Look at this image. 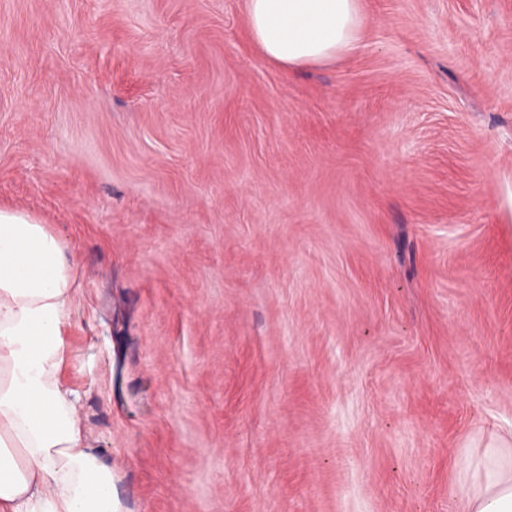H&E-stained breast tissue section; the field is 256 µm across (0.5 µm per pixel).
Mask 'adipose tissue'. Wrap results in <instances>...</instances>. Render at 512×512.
<instances>
[{"instance_id": "adipose-tissue-1", "label": "adipose tissue", "mask_w": 512, "mask_h": 512, "mask_svg": "<svg viewBox=\"0 0 512 512\" xmlns=\"http://www.w3.org/2000/svg\"><path fill=\"white\" fill-rule=\"evenodd\" d=\"M247 14L260 52L288 69L360 39V0H247ZM76 296L62 240L30 213L0 209V512H123L62 383ZM477 472L468 512H512V442L489 444Z\"/></svg>"}]
</instances>
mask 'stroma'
<instances>
[{
	"mask_svg": "<svg viewBox=\"0 0 512 512\" xmlns=\"http://www.w3.org/2000/svg\"><path fill=\"white\" fill-rule=\"evenodd\" d=\"M0 0V206L74 258L62 368L124 512H465L512 431V0ZM253 40L285 68L354 51L362 26L360 0H247Z\"/></svg>",
	"mask_w": 512,
	"mask_h": 512,
	"instance_id": "obj_1",
	"label": "stroma"
}]
</instances>
